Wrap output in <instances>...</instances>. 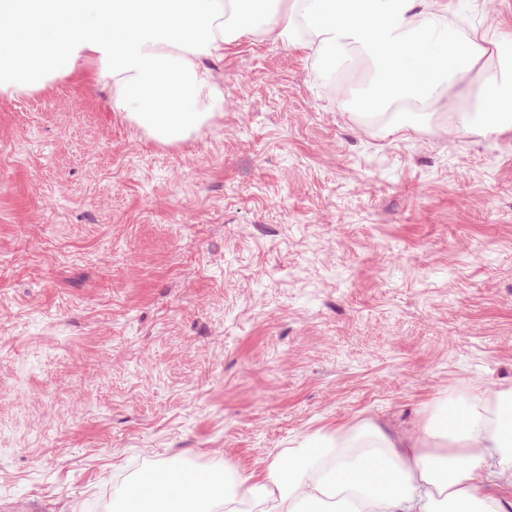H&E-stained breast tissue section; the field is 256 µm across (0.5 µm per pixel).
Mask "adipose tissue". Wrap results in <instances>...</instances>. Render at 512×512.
I'll return each mask as SVG.
<instances>
[{
    "label": "adipose tissue",
    "mask_w": 512,
    "mask_h": 512,
    "mask_svg": "<svg viewBox=\"0 0 512 512\" xmlns=\"http://www.w3.org/2000/svg\"><path fill=\"white\" fill-rule=\"evenodd\" d=\"M0 0V97L14 98L86 62L111 84V108L152 139H188L224 106L206 67L256 31L323 65L355 51L373 65L362 106L422 110L479 85L457 126L512 127V69L488 77L484 48L430 0ZM114 512H512V386L445 394L412 428L367 416L304 434L256 474L198 469L152 485L122 481Z\"/></svg>",
    "instance_id": "1"
}]
</instances>
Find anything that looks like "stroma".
<instances>
[{
  "instance_id": "stroma-1",
  "label": "stroma",
  "mask_w": 512,
  "mask_h": 512,
  "mask_svg": "<svg viewBox=\"0 0 512 512\" xmlns=\"http://www.w3.org/2000/svg\"><path fill=\"white\" fill-rule=\"evenodd\" d=\"M512 61V0H433ZM189 139L94 64L0 98V512H112L159 459L249 473L304 433L512 385V129L358 110L269 34Z\"/></svg>"
}]
</instances>
